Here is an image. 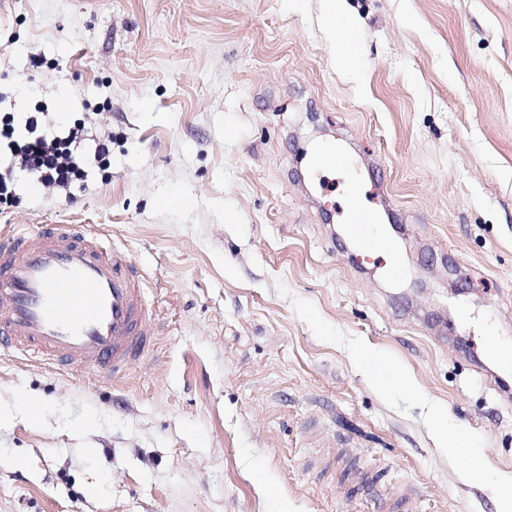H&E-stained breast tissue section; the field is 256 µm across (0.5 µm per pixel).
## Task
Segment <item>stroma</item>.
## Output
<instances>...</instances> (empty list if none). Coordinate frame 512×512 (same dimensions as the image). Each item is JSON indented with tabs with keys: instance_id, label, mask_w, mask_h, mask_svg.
<instances>
[{
	"instance_id": "stroma-1",
	"label": "stroma",
	"mask_w": 512,
	"mask_h": 512,
	"mask_svg": "<svg viewBox=\"0 0 512 512\" xmlns=\"http://www.w3.org/2000/svg\"><path fill=\"white\" fill-rule=\"evenodd\" d=\"M324 4L0 0V114L112 140L71 200L12 173L0 230L100 229L158 326L120 381L0 344V512H498L512 401L471 360L512 345V0ZM353 179L399 277L336 237ZM309 163L316 169L346 168L349 160L336 146L328 144L313 149L309 156Z\"/></svg>"
}]
</instances>
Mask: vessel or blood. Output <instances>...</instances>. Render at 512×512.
Segmentation results:
<instances>
[{"mask_svg": "<svg viewBox=\"0 0 512 512\" xmlns=\"http://www.w3.org/2000/svg\"><path fill=\"white\" fill-rule=\"evenodd\" d=\"M309 163L344 168L349 160L328 144L313 149ZM348 194L345 236L360 258L388 256L398 271L395 243L364 212L363 186L349 183ZM146 305L136 268L92 230L53 224L0 236V333L40 360L120 376L154 334Z\"/></svg>", "mask_w": 512, "mask_h": 512, "instance_id": "vessel-or-blood-1", "label": "vessel or blood"}]
</instances>
